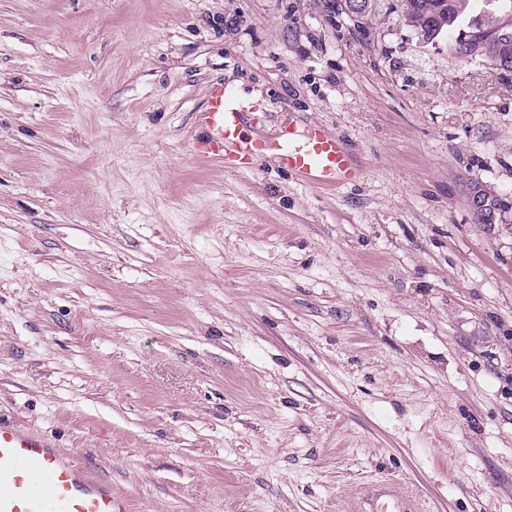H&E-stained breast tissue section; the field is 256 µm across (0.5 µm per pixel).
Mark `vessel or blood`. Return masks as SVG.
I'll return each instance as SVG.
<instances>
[{
	"label": "vessel or blood",
	"mask_w": 512,
	"mask_h": 512,
	"mask_svg": "<svg viewBox=\"0 0 512 512\" xmlns=\"http://www.w3.org/2000/svg\"><path fill=\"white\" fill-rule=\"evenodd\" d=\"M205 122L211 134L193 144L196 158L218 156L236 167L272 153L284 169L317 188L359 177L346 144L322 128H310L300 143L291 131L276 141L245 138L241 115L227 108L223 87L211 90ZM0 512H129V503L48 437L0 419ZM359 512H418V506L396 483L385 482L362 491Z\"/></svg>",
	"instance_id": "1"
}]
</instances>
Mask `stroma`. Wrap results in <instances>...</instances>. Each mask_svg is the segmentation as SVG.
<instances>
[{"mask_svg":"<svg viewBox=\"0 0 512 512\" xmlns=\"http://www.w3.org/2000/svg\"><path fill=\"white\" fill-rule=\"evenodd\" d=\"M403 0H0V417L131 512H512V73ZM319 125L357 182L196 161ZM492 194L493 193H491L487 189L482 188L481 191L478 192V194L471 196L470 208L472 210L473 216L477 215V216L481 217L486 223L491 222L492 224H496V221H497L496 215H494L493 218H490L489 214L483 213L484 210L482 211V208H481L483 205V202H484V208L487 211L495 212L497 215L500 216V221H503V220H501V216L503 214L508 213L510 210H512V204L509 205L507 203L508 200L506 198L502 199L497 196L489 197L486 200L484 199L482 201L483 197H486V196L492 195ZM360 509L356 512H417L418 506L394 482H385L366 488L360 495Z\"/></svg>","mask_w":512,"mask_h":512,"instance_id":"1","label":"stroma"}]
</instances>
